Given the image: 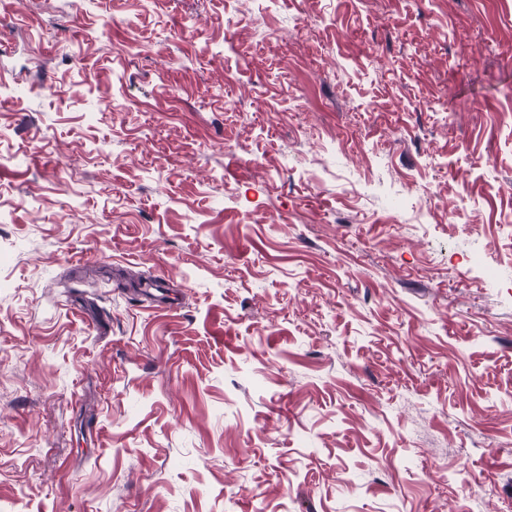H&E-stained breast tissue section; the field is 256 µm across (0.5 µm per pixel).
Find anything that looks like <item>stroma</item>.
<instances>
[{
    "instance_id": "stroma-1",
    "label": "stroma",
    "mask_w": 512,
    "mask_h": 512,
    "mask_svg": "<svg viewBox=\"0 0 512 512\" xmlns=\"http://www.w3.org/2000/svg\"><path fill=\"white\" fill-rule=\"evenodd\" d=\"M0 512H512V0H0Z\"/></svg>"
}]
</instances>
